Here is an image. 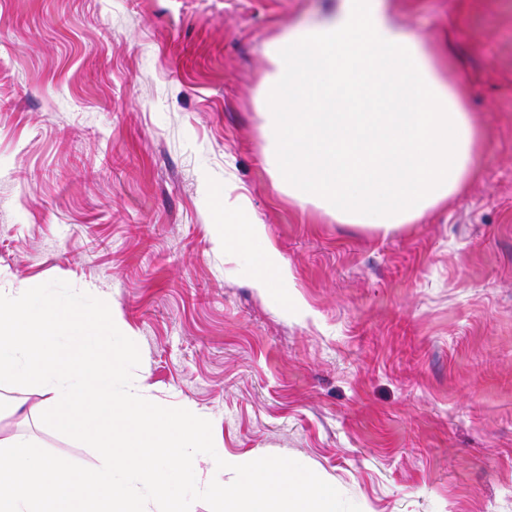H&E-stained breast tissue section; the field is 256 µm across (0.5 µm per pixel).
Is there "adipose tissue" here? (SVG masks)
Masks as SVG:
<instances>
[{
  "label": "adipose tissue",
  "mask_w": 512,
  "mask_h": 512,
  "mask_svg": "<svg viewBox=\"0 0 512 512\" xmlns=\"http://www.w3.org/2000/svg\"><path fill=\"white\" fill-rule=\"evenodd\" d=\"M266 151L278 186L350 224L390 232L448 200L472 174L479 131L423 38L387 0H338L270 45ZM224 245L249 255L267 291L290 280L264 227L238 203Z\"/></svg>",
  "instance_id": "1"
}]
</instances>
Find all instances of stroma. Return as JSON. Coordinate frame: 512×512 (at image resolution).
<instances>
[{
    "mask_svg": "<svg viewBox=\"0 0 512 512\" xmlns=\"http://www.w3.org/2000/svg\"><path fill=\"white\" fill-rule=\"evenodd\" d=\"M336 0H0V289L104 300L154 403L361 512H512V0H389L481 130L479 173L384 234L270 173L269 46ZM243 198L290 284L225 251ZM46 450L95 451L30 421Z\"/></svg>",
    "mask_w": 512,
    "mask_h": 512,
    "instance_id": "stroma-1",
    "label": "stroma"
}]
</instances>
